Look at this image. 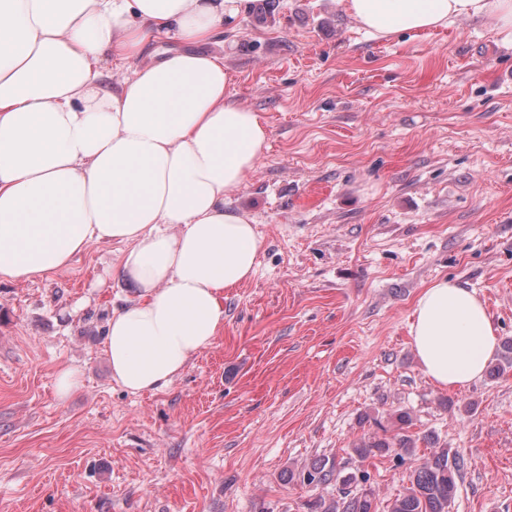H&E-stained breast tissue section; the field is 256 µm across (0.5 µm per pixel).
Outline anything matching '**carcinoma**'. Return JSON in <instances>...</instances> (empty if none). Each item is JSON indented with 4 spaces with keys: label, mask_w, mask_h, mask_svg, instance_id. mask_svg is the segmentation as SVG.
<instances>
[{
    "label": "carcinoma",
    "mask_w": 512,
    "mask_h": 512,
    "mask_svg": "<svg viewBox=\"0 0 512 512\" xmlns=\"http://www.w3.org/2000/svg\"><path fill=\"white\" fill-rule=\"evenodd\" d=\"M512 367V340L504 341L498 362L488 366L487 375L493 379ZM413 418L401 411L392 417L391 427H382L385 436L363 434L354 444L352 454L359 466L346 475L337 469L333 458L312 460L301 469L288 470L281 475L287 484L298 481L306 486H337V495L329 501L317 498L308 503L310 512H448L455 491L456 480L465 466L464 457L442 449L424 457L410 471V486L406 492L389 502L385 510L377 508L375 493L368 485L370 473L364 463L376 457L395 455L402 462L417 456L419 444L433 446L437 437L432 432L419 434L411 431Z\"/></svg>",
    "instance_id": "obj_1"
}]
</instances>
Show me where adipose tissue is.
Here are the masks:
<instances>
[{"mask_svg": "<svg viewBox=\"0 0 512 512\" xmlns=\"http://www.w3.org/2000/svg\"><path fill=\"white\" fill-rule=\"evenodd\" d=\"M367 34L467 19L512 45V0H337ZM251 0H0V281L122 244L137 290L114 310L104 352L139 395L169 386L224 328L225 290L256 273L261 239L224 202L254 172L268 129L229 102L207 52ZM173 49L146 58L158 39ZM129 68L105 83L106 65ZM411 343L439 388L480 378L497 347L474 292L438 279L417 299Z\"/></svg>", "mask_w": 512, "mask_h": 512, "instance_id": "ef3b65f1", "label": "adipose tissue"}]
</instances>
